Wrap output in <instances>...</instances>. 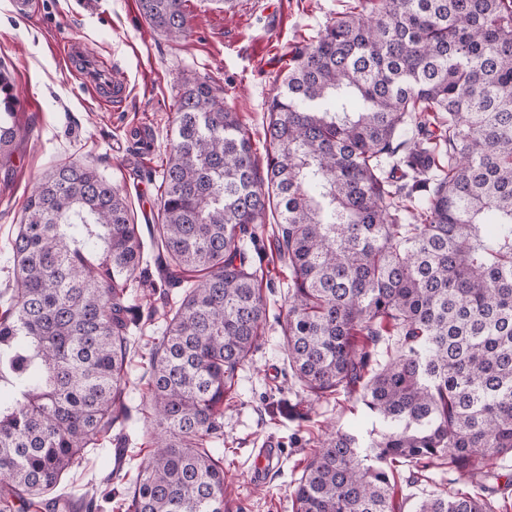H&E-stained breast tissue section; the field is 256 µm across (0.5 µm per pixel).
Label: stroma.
<instances>
[{
	"label": "stroma",
	"mask_w": 512,
	"mask_h": 512,
	"mask_svg": "<svg viewBox=\"0 0 512 512\" xmlns=\"http://www.w3.org/2000/svg\"><path fill=\"white\" fill-rule=\"evenodd\" d=\"M359 0H186L187 35L171 39L141 15L138 0H37L32 14L0 0V65L20 95L18 148L0 168V308L15 287L11 244L36 183L53 165L80 160L96 166L127 199L142 236L157 221V177L174 137L177 101L185 81L211 80L237 112L254 153L265 157L268 101L291 63L296 45L315 40ZM81 41L113 75L124 78L125 98L112 108L94 100L68 69L63 44ZM269 316L264 342L239 374L234 398L224 404V501L228 512H292L296 481L315 449L320 424L346 429L363 420L353 401L314 402L309 417L291 416L298 385L279 343L286 313L288 268L260 241ZM162 316L133 327L135 353L128 367L132 396L146 388V362ZM128 445L89 449L55 487L70 499L99 494L115 469L137 466L151 450L153 427L131 424ZM276 442L280 455L263 481L251 477L254 452ZM410 465L395 472L398 512H414L423 499L449 491L448 468L430 465L411 480Z\"/></svg>",
	"instance_id": "35a3bbf8"
}]
</instances>
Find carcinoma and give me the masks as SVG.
Masks as SVG:
<instances>
[{"label":"carcinoma","mask_w":512,"mask_h":512,"mask_svg":"<svg viewBox=\"0 0 512 512\" xmlns=\"http://www.w3.org/2000/svg\"><path fill=\"white\" fill-rule=\"evenodd\" d=\"M160 33L185 0H138ZM0 70V163L19 137ZM266 175L236 113L184 84L151 233L178 288L148 358L149 457L103 512H224V400L263 341L250 254L276 213L288 263L283 347L306 397L358 396L378 427L325 426L292 512H395L390 473L436 461L466 483L512 453V0H373L295 48L268 104ZM0 310V512H30L124 423L144 243L120 189L80 161L52 166L12 242ZM386 356L381 362L374 356ZM416 512H493L458 490Z\"/></svg>","instance_id":"cac0c4a2"}]
</instances>
